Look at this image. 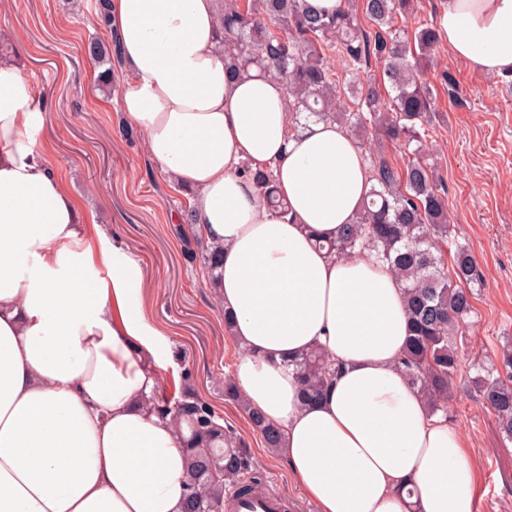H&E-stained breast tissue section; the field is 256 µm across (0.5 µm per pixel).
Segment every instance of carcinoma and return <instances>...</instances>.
<instances>
[{"label":"carcinoma","instance_id":"1","mask_svg":"<svg viewBox=\"0 0 512 512\" xmlns=\"http://www.w3.org/2000/svg\"><path fill=\"white\" fill-rule=\"evenodd\" d=\"M225 71L232 76L255 69L282 81L295 120L332 118L366 138L400 142L412 160L398 169L382 158L371 160L374 183L357 221L328 244L338 256L368 253L387 262L401 278L410 333L398 362L408 382L426 399L431 413L447 414L455 377L462 371L457 338L474 313L472 286L478 282L476 263L465 243L452 238L445 190L433 165L424 159V137L418 125L429 110L430 91L418 81L438 43L435 26L423 21L414 30L398 28L395 19L411 12L412 0H361V13L374 24L366 31L351 6L333 15L306 8L305 0H218ZM336 50L345 63L335 72L328 53ZM117 42L92 38L87 53L99 74L100 88L112 90V53ZM381 66L383 81L395 95L382 93L345 78ZM354 98V109L341 104ZM263 200L282 206L269 171L254 173ZM224 246L211 242L201 252L206 270L218 269ZM306 399L323 393L335 372L321 348L294 361ZM507 379L485 370L472 378L479 400L489 408L502 438L512 442V351L502 354ZM179 396L158 391L152 408L171 417L187 456L184 512H224L225 495L241 490L262 493L263 474L245 440L224 423V417L195 391L192 373L183 374ZM224 398L237 401L266 447H282L281 431L251 408L224 378Z\"/></svg>","mask_w":512,"mask_h":512}]
</instances>
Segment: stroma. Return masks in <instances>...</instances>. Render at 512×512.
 <instances>
[{
  "label": "stroma",
  "instance_id": "35a3bbf8",
  "mask_svg": "<svg viewBox=\"0 0 512 512\" xmlns=\"http://www.w3.org/2000/svg\"><path fill=\"white\" fill-rule=\"evenodd\" d=\"M94 4L0 0V31L45 109L38 143L82 216L111 224L143 267L145 315L170 342L171 355L157 369L160 387L179 393L182 370L190 368L197 394L249 443L265 492L286 498L288 512H317L281 454L224 399V377L239 350L201 262L184 256L175 223L186 212L179 188L147 155L143 132L98 89V69L86 53L100 31ZM421 80L432 94L424 120L430 160L446 188L453 235L469 244L480 273L475 313L458 347L465 364L497 365L502 346L512 343V90L440 44ZM447 420L463 433L476 467L472 512H512V443L503 442L493 415L476 400L471 374L459 378Z\"/></svg>",
  "mask_w": 512,
  "mask_h": 512
}]
</instances>
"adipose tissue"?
<instances>
[{
	"instance_id": "obj_1",
	"label": "adipose tissue",
	"mask_w": 512,
	"mask_h": 512,
	"mask_svg": "<svg viewBox=\"0 0 512 512\" xmlns=\"http://www.w3.org/2000/svg\"><path fill=\"white\" fill-rule=\"evenodd\" d=\"M218 27L217 0H109L119 107L190 192L195 234L224 244L236 388L281 429L317 512H472L464 436L398 369L402 282L318 246L372 187L364 150L334 120L295 124L281 81L229 77ZM436 29L473 69L512 73V0H442ZM44 120L30 81L0 64V512H183L186 455L145 403L169 340L145 316L142 266L54 174ZM254 169L271 170L287 214L262 204ZM316 345L342 370L308 403L293 362Z\"/></svg>"
}]
</instances>
